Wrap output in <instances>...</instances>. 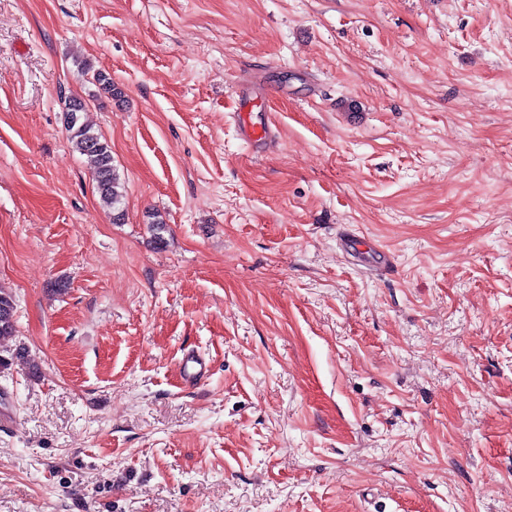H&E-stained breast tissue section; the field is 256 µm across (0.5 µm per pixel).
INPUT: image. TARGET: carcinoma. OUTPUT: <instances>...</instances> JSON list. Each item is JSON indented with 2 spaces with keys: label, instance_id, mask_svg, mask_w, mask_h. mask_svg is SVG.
Masks as SVG:
<instances>
[{
  "label": "carcinoma",
  "instance_id": "1",
  "mask_svg": "<svg viewBox=\"0 0 512 512\" xmlns=\"http://www.w3.org/2000/svg\"><path fill=\"white\" fill-rule=\"evenodd\" d=\"M83 70L93 73V79L99 90L116 102L122 101L124 93L115 86L112 77L87 61L82 63ZM84 102L76 97L68 100L66 108V125L69 140L73 149L90 158L93 165V176L101 204L112 217V223L125 221L126 213L122 207L124 186L112 160V149L109 143L84 120ZM15 302L13 297L0 291V337L13 335Z\"/></svg>",
  "mask_w": 512,
  "mask_h": 512
}]
</instances>
